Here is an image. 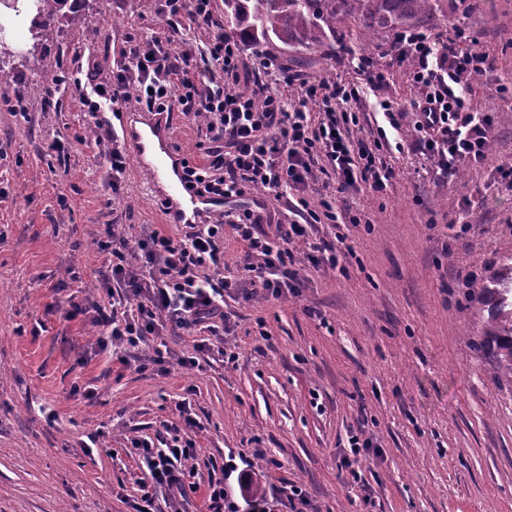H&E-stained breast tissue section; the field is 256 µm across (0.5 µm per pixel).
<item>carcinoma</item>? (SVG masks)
Instances as JSON below:
<instances>
[{"label": "carcinoma", "mask_w": 512, "mask_h": 512, "mask_svg": "<svg viewBox=\"0 0 512 512\" xmlns=\"http://www.w3.org/2000/svg\"><path fill=\"white\" fill-rule=\"evenodd\" d=\"M433 12V0H224V37L260 51L279 42L298 53L321 48L336 36L341 16L377 18L387 26ZM495 301L487 332L498 342L497 370L512 377V267L509 274L483 286Z\"/></svg>", "instance_id": "cac0c4a2"}]
</instances>
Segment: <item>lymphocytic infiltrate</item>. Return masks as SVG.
<instances>
[{
  "mask_svg": "<svg viewBox=\"0 0 512 512\" xmlns=\"http://www.w3.org/2000/svg\"><path fill=\"white\" fill-rule=\"evenodd\" d=\"M166 5L174 15L188 12L189 25L171 28L162 39L128 41L108 80L97 74L94 58H87L85 70L74 71L71 83L97 129L102 156L116 182L126 169V153L112 122L128 102L204 117L206 142L200 163L187 170L189 186L202 195L223 197L229 207L206 223L187 225L178 237L156 229L131 237L108 228L105 246L112 252V267L102 281L110 302L97 306L96 321L102 328L101 345L111 346L124 365L169 325L197 337V353L205 350V337L230 333L225 294L277 299L298 293L302 278L292 244H306L305 258L313 267L342 266L347 253L309 242V228L321 222L361 224V216L338 213L337 194L363 185L381 194L391 178L389 170L377 166L371 148L351 144L344 134L357 121L351 102L385 79L372 58L357 59L365 85L305 84L295 103L267 94V84L281 78L280 67L269 59L262 81L251 93L241 94L234 90L241 49L223 30L214 29L212 0H166ZM197 28L210 29L208 40H193L191 32ZM449 33L445 39L412 27L397 32L393 41L400 58L412 61L411 76L419 89L410 103L414 138L408 144L396 139L395 148L408 146L426 156L439 179L454 177L463 166H481L495 131L491 113L475 114L469 98V80L486 72L489 55L462 24H451ZM176 43L186 47L179 59L172 53ZM313 104L319 108L315 116L309 111ZM322 172L334 175L336 191L313 205L307 189ZM251 188L289 197V224H272L266 208L244 206ZM228 234L240 246L232 257L224 249ZM230 263L240 277L225 276ZM132 446L146 479L144 504L136 512H160L154 505L158 499L170 512H188L185 483L198 474L192 436L159 432L133 440Z\"/></svg>",
  "mask_w": 512,
  "mask_h": 512,
  "instance_id": "f902f5d3",
  "label": "lymphocytic infiltrate"
}]
</instances>
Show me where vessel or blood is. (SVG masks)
<instances>
[{
	"mask_svg": "<svg viewBox=\"0 0 512 512\" xmlns=\"http://www.w3.org/2000/svg\"><path fill=\"white\" fill-rule=\"evenodd\" d=\"M124 141L148 175L145 192L160 201L168 224H198L224 209L220 198L202 196L188 189L186 159L172 143L163 119L148 111H131L121 120Z\"/></svg>",
	"mask_w": 512,
	"mask_h": 512,
	"instance_id": "obj_1",
	"label": "vessel or blood"
}]
</instances>
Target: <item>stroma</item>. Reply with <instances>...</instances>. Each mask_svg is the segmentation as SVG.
<instances>
[{
    "label": "stroma",
    "mask_w": 512,
    "mask_h": 512,
    "mask_svg": "<svg viewBox=\"0 0 512 512\" xmlns=\"http://www.w3.org/2000/svg\"><path fill=\"white\" fill-rule=\"evenodd\" d=\"M163 3L66 0L39 36L27 21L1 35L28 57L0 75V98L24 96L32 111L25 120L0 107V512H134L143 473L130 440L178 422L180 403L199 424L204 466L187 494L195 512H207L203 487L229 460L263 471L267 497L301 486L312 512H512V383L494 372L481 291L512 256V191L498 174L512 163V97L495 94L512 88V0H436L428 22L442 34L461 22L491 56L470 95L473 111L495 117L485 164L443 183L419 154L382 150L386 192L336 197L371 225L310 233L331 244L345 234L354 251L346 272L304 262L299 296L226 299L236 365L167 331L177 359L198 365L176 359L161 370L101 350L85 309L106 297L97 279L112 263L100 245L105 225L159 223L147 174L129 161L113 189L78 91L47 97L39 75L92 54L111 76L125 41L187 24ZM354 26L342 18L318 53H272L308 81L359 84V50L339 40ZM392 41L383 32L386 79L356 104L353 139L376 137L377 99L405 108L418 93ZM164 118L174 148L200 162L202 121L176 109ZM56 140L64 154L51 150ZM460 224L467 233L457 234ZM356 428L374 447L348 470L339 460Z\"/></svg>",
    "instance_id": "obj_1"
}]
</instances>
